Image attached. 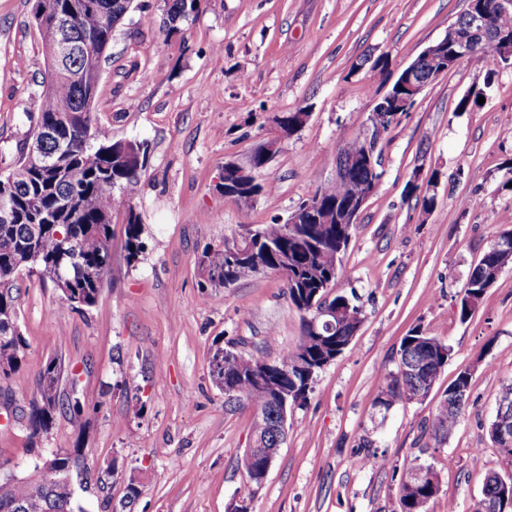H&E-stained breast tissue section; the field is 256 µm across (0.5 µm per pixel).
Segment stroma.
<instances>
[{
  "instance_id": "35a3bbf8",
  "label": "stroma",
  "mask_w": 512,
  "mask_h": 512,
  "mask_svg": "<svg viewBox=\"0 0 512 512\" xmlns=\"http://www.w3.org/2000/svg\"><path fill=\"white\" fill-rule=\"evenodd\" d=\"M466 0H202L177 34L165 0H133L101 63L93 113L114 138L147 142L149 162L131 204L145 250L128 263L124 212L112 216V259L94 306L59 308L50 281L21 276L18 325L28 347L21 378L0 384V459L23 475L39 456L81 447L73 512H112L135 475L130 512H227L242 496L254 409L229 401L210 376L216 349L294 348L302 314L280 275L212 286L198 258L244 224L286 222L332 181L340 146L359 133L389 87L366 56L398 74L438 41ZM32 0H0V173L15 164L46 89ZM482 96L465 112L459 100ZM311 116L261 171L272 193L250 206L219 185L269 136L274 115ZM440 177L437 203L406 197L412 178ZM512 224V65L489 73L462 60L426 87L383 140L382 177L352 231L335 293L362 309L350 346L314 378L249 512H395L397 470L414 460L438 472L430 512H474L489 473L512 457L488 428L512 381V266L461 319L468 274L501 225ZM419 327L451 354L428 397L373 419L380 375ZM74 390L80 424L57 414L30 441L21 414L51 358ZM471 368L470 399L445 444L426 434L441 393ZM369 448H360V440ZM381 462H367L368 452Z\"/></svg>"
}]
</instances>
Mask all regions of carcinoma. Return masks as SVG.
<instances>
[{
  "label": "carcinoma",
  "instance_id": "carcinoma-1",
  "mask_svg": "<svg viewBox=\"0 0 512 512\" xmlns=\"http://www.w3.org/2000/svg\"><path fill=\"white\" fill-rule=\"evenodd\" d=\"M43 17L45 29H51L57 16L67 11L72 0H46ZM99 9H88L76 27L74 41L78 47L103 58L116 27L127 15L132 0H97ZM201 0H167L163 27L169 34L179 31L180 24L199 13ZM487 16L499 41L512 42V12L500 11L498 0H473ZM476 53L486 59L489 74L509 64L493 41L477 45ZM98 79L76 85L61 73L47 81L35 126L60 127L66 133L64 142V172L59 176L40 172L32 152L21 155L15 168H24L23 177L14 171L0 175V195L9 196L16 211L8 222L0 221V380L22 375L26 340L18 326V297L15 283L23 274L36 273L57 282L60 276L70 278L68 289L60 290L59 303L72 309L96 304L105 274L111 262L112 213L124 206L123 198L114 195V188L131 194L136 189L146 162H138L126 153L124 140L112 137V131L100 126L93 115ZM374 151L373 163L364 161L367 150ZM344 157L353 161L346 167L345 179L333 181L302 201L299 208L318 207V219L299 224L295 229L273 222L257 224L260 248H268L260 257L262 268L250 259H238L231 264L224 260V249L207 244L201 256V267L207 281L223 287L251 277L261 271L281 275L288 297L302 313L299 343L277 361L262 355H228L218 349L210 360V375L214 382L227 386L225 394L235 402L252 405L261 416L255 434L262 436L253 449L257 463L266 458L274 437L266 430L267 419L273 412L257 378L269 369L277 386L295 392L290 402L306 401L314 376L344 353L357 333L363 318L359 306L344 295L333 297L336 309L343 310L340 327L315 336L311 320L314 305L333 287L339 274L342 257L351 238L350 224H339L336 216L355 195H361L379 183L382 172V141L371 143L355 136L340 147ZM143 227L133 208H127L125 218V248L128 263L139 261L143 253ZM83 258L78 270L62 268L61 251L67 236ZM288 257V269H283L282 257ZM512 265V228H504L488 246L472 268L458 302L460 318L465 320L482 303L488 289L498 281L502 271ZM451 350L444 342L421 329H413L401 340L395 365L381 373L384 386L373 407L388 411L393 406L426 398L434 387ZM425 359L427 377L422 378L403 370L407 363ZM470 369L459 371L436 406L428 434L437 443L445 442L462 418L470 397ZM61 364L51 359L35 380L34 394L25 414L26 429L34 441L48 433L55 415L68 410L73 423H79L82 410L79 402H64L60 390ZM453 405H448V399ZM79 449H59L51 453L50 467L35 465L39 479L0 478V512H73L72 491L66 482L71 466L80 465ZM419 464L405 468L398 480L396 512H428L439 484L414 483L413 471ZM500 474L488 475L482 497L475 512H512V494L503 495Z\"/></svg>",
  "mask_w": 512,
  "mask_h": 512
}]
</instances>
